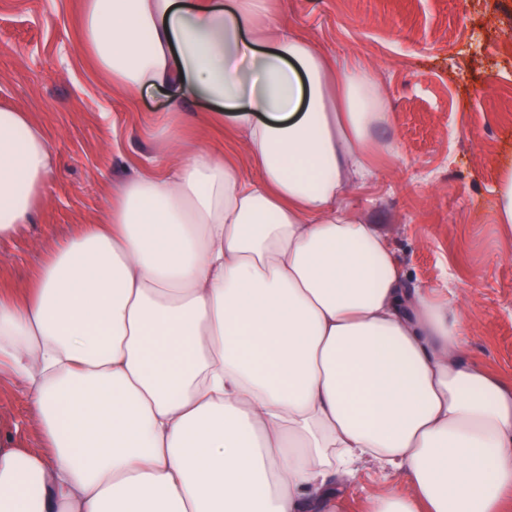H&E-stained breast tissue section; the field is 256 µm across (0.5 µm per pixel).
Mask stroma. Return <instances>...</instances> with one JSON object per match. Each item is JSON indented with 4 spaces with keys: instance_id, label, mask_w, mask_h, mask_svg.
<instances>
[{
    "instance_id": "1",
    "label": "stroma",
    "mask_w": 512,
    "mask_h": 512,
    "mask_svg": "<svg viewBox=\"0 0 512 512\" xmlns=\"http://www.w3.org/2000/svg\"><path fill=\"white\" fill-rule=\"evenodd\" d=\"M83 0H0V105L29 113L53 138L60 167L33 223L0 240V285L21 287L54 244L98 223L135 172L164 166L151 136L166 109L155 95L111 93L81 47ZM292 29L338 62L357 57L379 83L397 153L344 202L377 225L411 288H444L461 315L473 359L512 376V224L497 223L493 189L512 164V0H282ZM209 103L183 113L189 145L245 144L209 122ZM37 420L23 389L0 378V446L35 450ZM362 463L341 512L404 486Z\"/></svg>"
}]
</instances>
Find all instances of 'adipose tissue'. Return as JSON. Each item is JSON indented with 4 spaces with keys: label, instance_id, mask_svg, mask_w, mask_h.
I'll return each instance as SVG.
<instances>
[{
    "label": "adipose tissue",
    "instance_id": "1",
    "mask_svg": "<svg viewBox=\"0 0 512 512\" xmlns=\"http://www.w3.org/2000/svg\"><path fill=\"white\" fill-rule=\"evenodd\" d=\"M81 34L114 91L166 97L172 161L0 287V367L41 435L0 448V512H338L364 462L407 488L363 512H512V379L469 359L448 296L404 288L342 203L385 149L370 71L269 0H85ZM198 100L259 179L185 151L170 120ZM58 165L0 107V239Z\"/></svg>",
    "mask_w": 512,
    "mask_h": 512
}]
</instances>
